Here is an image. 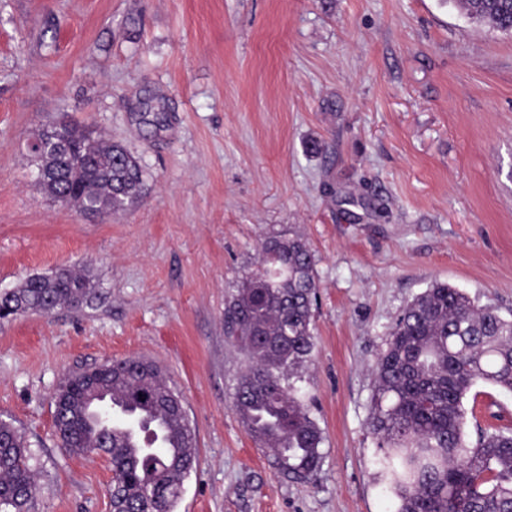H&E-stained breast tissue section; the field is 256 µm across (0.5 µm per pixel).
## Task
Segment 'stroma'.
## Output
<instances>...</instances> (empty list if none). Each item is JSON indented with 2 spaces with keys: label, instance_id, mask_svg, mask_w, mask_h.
I'll return each mask as SVG.
<instances>
[{
  "label": "stroma",
  "instance_id": "obj_1",
  "mask_svg": "<svg viewBox=\"0 0 512 512\" xmlns=\"http://www.w3.org/2000/svg\"><path fill=\"white\" fill-rule=\"evenodd\" d=\"M64 118L139 160L134 207L91 218L40 189L27 143ZM282 232L317 273L291 380L324 436L307 481L243 427L224 334ZM69 266L101 304L0 321L37 512H112L110 465L59 446L52 396L128 357L166 371L197 434L177 512H394L367 426L391 327L435 281L512 313V35L452 0H0V291ZM465 407L469 440L512 430V394L480 383Z\"/></svg>",
  "mask_w": 512,
  "mask_h": 512
}]
</instances>
